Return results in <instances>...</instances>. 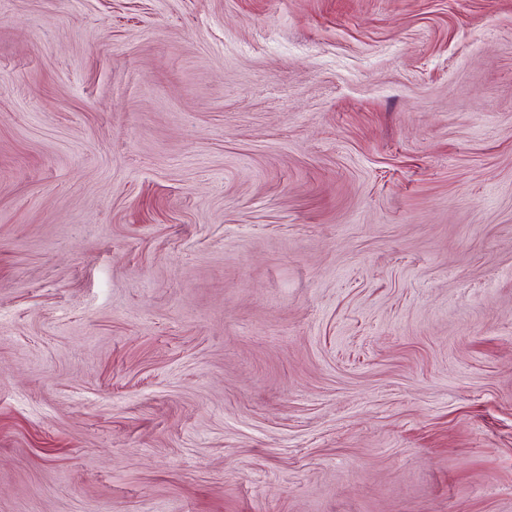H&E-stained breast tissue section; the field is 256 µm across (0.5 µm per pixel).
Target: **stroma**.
I'll use <instances>...</instances> for the list:
<instances>
[{
	"label": "stroma",
	"instance_id": "stroma-1",
	"mask_svg": "<svg viewBox=\"0 0 512 512\" xmlns=\"http://www.w3.org/2000/svg\"><path fill=\"white\" fill-rule=\"evenodd\" d=\"M0 512H512V0H0Z\"/></svg>",
	"mask_w": 512,
	"mask_h": 512
}]
</instances>
